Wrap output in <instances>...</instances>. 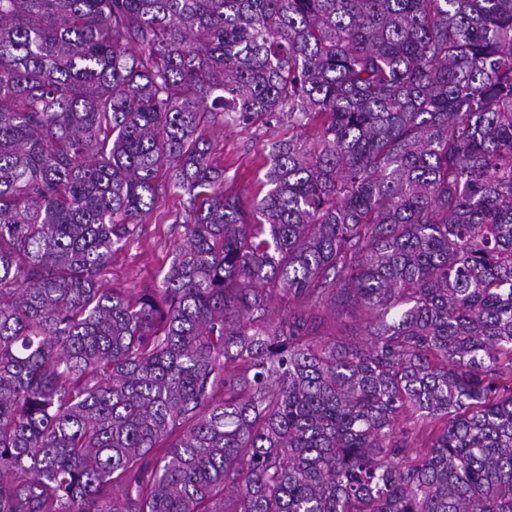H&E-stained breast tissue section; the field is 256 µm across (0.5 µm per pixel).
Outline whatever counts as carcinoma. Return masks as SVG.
I'll use <instances>...</instances> for the list:
<instances>
[{"instance_id":"carcinoma-1","label":"carcinoma","mask_w":512,"mask_h":512,"mask_svg":"<svg viewBox=\"0 0 512 512\" xmlns=\"http://www.w3.org/2000/svg\"><path fill=\"white\" fill-rule=\"evenodd\" d=\"M0 512H512V0H0ZM204 133L212 145L211 164L224 175V190L252 198L266 171L260 168V153L270 134L258 124H217ZM187 198L172 191L142 218L135 237L112 256V263L103 271V288H126L135 293L161 281L171 252L183 239V224L174 219L185 214Z\"/></svg>"}]
</instances>
